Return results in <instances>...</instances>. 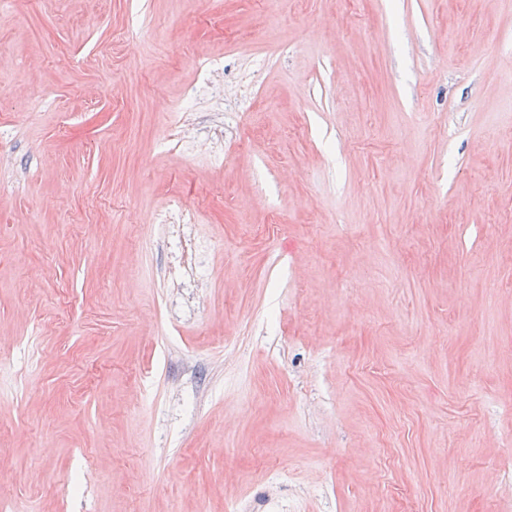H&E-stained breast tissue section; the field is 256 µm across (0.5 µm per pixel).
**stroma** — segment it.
<instances>
[{"label":"stroma","instance_id":"1","mask_svg":"<svg viewBox=\"0 0 512 512\" xmlns=\"http://www.w3.org/2000/svg\"><path fill=\"white\" fill-rule=\"evenodd\" d=\"M0 504L512 512V0H0Z\"/></svg>","mask_w":512,"mask_h":512}]
</instances>
